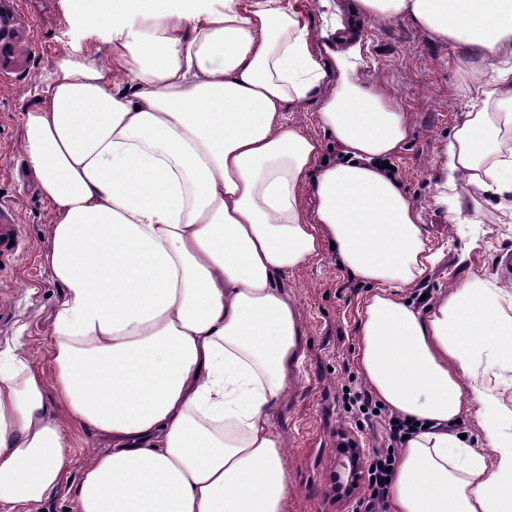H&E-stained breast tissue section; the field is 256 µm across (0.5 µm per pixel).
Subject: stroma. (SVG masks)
Returning <instances> with one entry per match:
<instances>
[{"instance_id": "obj_1", "label": "stroma", "mask_w": 512, "mask_h": 512, "mask_svg": "<svg viewBox=\"0 0 512 512\" xmlns=\"http://www.w3.org/2000/svg\"><path fill=\"white\" fill-rule=\"evenodd\" d=\"M19 36L15 55L0 63V211L20 226L23 248L0 260V344H15L31 363L49 369L52 315L62 290L41 263L50 208L40 195L21 150L22 114L37 106L55 57L82 46L96 54L103 32L85 28L64 0H6ZM368 66L363 77L374 90L392 96L405 112L410 136L389 163L414 199L428 246L439 261L401 293L420 310L436 307L450 287L479 277L503 288L501 306L512 315V269L500 258L512 253V219L490 222L497 197L481 200L468 221L453 224L436 197L440 156L448 134L471 102L461 86L466 46L444 44L411 20L364 23L360 30ZM284 286L303 319L305 358L272 415L274 429L287 443L288 500L285 512H351V500L337 499L336 477L343 457L338 431L356 439L366 452L381 447L379 427L359 425L342 411V390L365 386L357 360L358 323L372 290L349 275L332 249L289 274Z\"/></svg>"}]
</instances>
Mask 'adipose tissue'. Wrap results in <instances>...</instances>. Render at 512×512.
I'll return each instance as SVG.
<instances>
[{
  "mask_svg": "<svg viewBox=\"0 0 512 512\" xmlns=\"http://www.w3.org/2000/svg\"><path fill=\"white\" fill-rule=\"evenodd\" d=\"M73 2L108 50L57 56L23 114L22 151L50 205L43 261L63 299L51 374L0 348V512L49 499L75 425L112 437L81 462L78 512H283L271 416L304 347L283 281L329 242L373 289L357 352L367 384L424 425L394 470L396 512H512V432L487 383L512 363V316L480 278L426 315L400 298L435 256L380 167L409 125L363 80L357 35L407 16L503 58L471 66L474 106L440 159L438 201L457 223L488 195L512 196V0H351L324 48L281 0ZM313 97L318 136L287 114ZM328 140L341 160L323 162ZM473 408L483 450L450 429Z\"/></svg>",
  "mask_w": 512,
  "mask_h": 512,
  "instance_id": "adipose-tissue-1",
  "label": "adipose tissue"
}]
</instances>
